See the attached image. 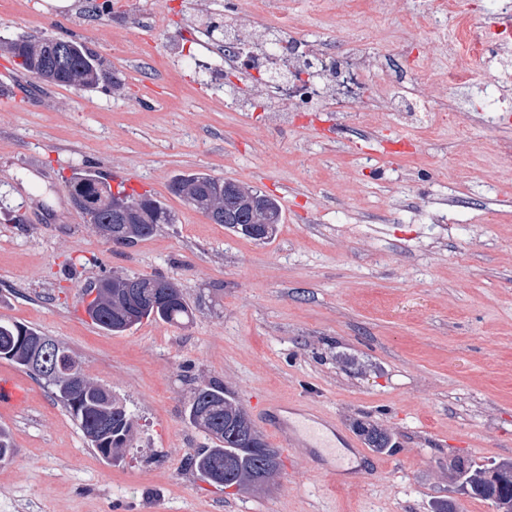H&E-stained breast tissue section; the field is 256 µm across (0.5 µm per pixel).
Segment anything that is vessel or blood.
Here are the masks:
<instances>
[{"instance_id":"obj_1","label":"vessel or blood","mask_w":512,"mask_h":512,"mask_svg":"<svg viewBox=\"0 0 512 512\" xmlns=\"http://www.w3.org/2000/svg\"><path fill=\"white\" fill-rule=\"evenodd\" d=\"M27 386L12 376L0 378V408L17 411L27 406ZM261 414L270 430L294 459L309 460L334 483L361 478L352 465L361 451L359 441L346 434L336 419L317 413L307 404L273 401L264 403Z\"/></svg>"}]
</instances>
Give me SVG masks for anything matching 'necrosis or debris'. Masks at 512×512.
<instances>
[{"mask_svg": "<svg viewBox=\"0 0 512 512\" xmlns=\"http://www.w3.org/2000/svg\"><path fill=\"white\" fill-rule=\"evenodd\" d=\"M437 9L439 14L456 19L462 50L455 56L448 76L449 88L455 89L469 80L474 63L491 65L490 48L512 42V24L478 31L460 11L458 0H439ZM232 41L235 48L225 52L224 63L230 67L245 62L253 86L242 91L220 73L213 81L223 85L239 111H252L260 103L269 112H298L305 117L319 112H357L375 104V86L379 83L387 89L386 102L393 106L398 103L393 67L372 62L361 46L329 53L273 21L260 27L242 24Z\"/></svg>", "mask_w": 512, "mask_h": 512, "instance_id": "obj_1", "label": "necrosis or debris"}]
</instances>
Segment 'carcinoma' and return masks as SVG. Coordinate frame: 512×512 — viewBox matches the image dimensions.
<instances>
[{
    "label": "carcinoma",
    "instance_id": "carcinoma-1",
    "mask_svg": "<svg viewBox=\"0 0 512 512\" xmlns=\"http://www.w3.org/2000/svg\"><path fill=\"white\" fill-rule=\"evenodd\" d=\"M7 51L17 59L20 73H36L47 85L88 89L107 80L101 63L74 39L48 44L42 37H22L11 42ZM70 189L74 199L87 206L90 222L106 239L118 228L132 243L146 240L160 225L175 221L163 201L147 195L114 193L92 170L74 172ZM170 191L205 213L212 223L256 241L270 239L281 222L277 199L236 182L226 188L224 180L206 173L179 175L171 182ZM260 217L268 224L264 231L254 228ZM90 295L93 299L86 305L87 315L98 328L112 334L126 332L145 320L187 324L192 316L181 290L162 277L104 278L96 288L83 293L85 297ZM21 329L29 336L27 344L18 341ZM39 337L41 333L32 327L1 320L0 359L44 380L103 459L112 462L122 458L133 438L134 418L112 392L83 374L81 362L64 342L53 340V351L48 356L52 360H65L75 370L82 382L79 392L72 390L71 375L33 367L31 357ZM185 417L211 441L209 447L200 448L188 457L190 468L201 476L226 489L233 487L241 491L250 485L261 486L278 473V451L268 447L244 410L224 394L223 388L212 384L197 386ZM360 431L373 448L395 446L391 435L375 425H362ZM456 470L471 497L494 501L499 512L512 509V478L493 482L483 465L460 463Z\"/></svg>",
    "mask_w": 512,
    "mask_h": 512
}]
</instances>
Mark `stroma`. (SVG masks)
Here are the masks:
<instances>
[{
	"mask_svg": "<svg viewBox=\"0 0 512 512\" xmlns=\"http://www.w3.org/2000/svg\"><path fill=\"white\" fill-rule=\"evenodd\" d=\"M0 0L5 46L21 36L73 37L115 84L90 91L19 76L0 101V308L65 342L84 374L135 419L110 463L88 444L44 381L0 413L16 448L0 462V512H498L463 494L459 462L512 461V125L469 109L431 125L420 112L321 113L297 126L239 112L208 71L169 45L186 15L247 19L250 0ZM411 0L373 13L370 0H285L288 29L325 48L361 44L386 64L408 47L405 96L423 86L430 111L448 89L453 21L408 23ZM165 12L168 24L151 17ZM121 171L165 201L175 223L128 248L75 210L67 179ZM204 172L276 198L282 222L258 242L212 223L169 191ZM106 275L162 276L194 319L146 321L120 335L87 318L81 291ZM215 383L278 447L255 401L302 398L351 435L370 423L394 450L333 486L281 457L274 480L242 491L187 464L207 447L185 408Z\"/></svg>",
	"mask_w": 512,
	"mask_h": 512,
	"instance_id": "35a3bbf8",
	"label": "stroma"
}]
</instances>
